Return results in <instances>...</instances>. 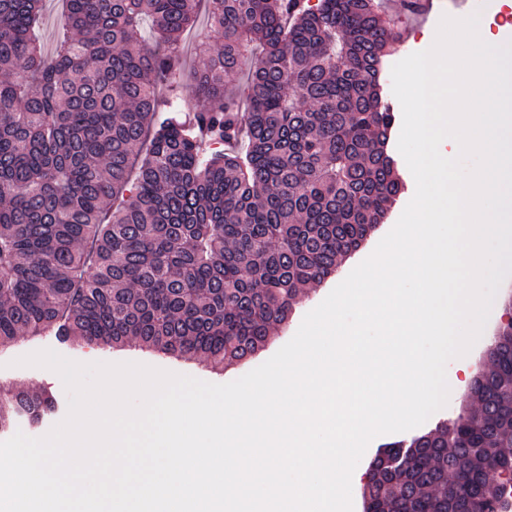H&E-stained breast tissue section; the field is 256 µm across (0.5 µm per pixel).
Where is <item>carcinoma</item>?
<instances>
[{"label": "carcinoma", "mask_w": 512, "mask_h": 512, "mask_svg": "<svg viewBox=\"0 0 512 512\" xmlns=\"http://www.w3.org/2000/svg\"><path fill=\"white\" fill-rule=\"evenodd\" d=\"M65 2L47 56L42 0H0V346L53 331L215 369L251 358L402 191L379 80L394 26L377 0H208L221 46L166 107L203 0ZM487 360L467 412L371 463L364 512H503L512 322ZM55 411L0 391V433Z\"/></svg>", "instance_id": "obj_1"}]
</instances>
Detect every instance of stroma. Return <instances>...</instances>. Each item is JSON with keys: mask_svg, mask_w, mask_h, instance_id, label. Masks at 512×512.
Wrapping results in <instances>:
<instances>
[{"mask_svg": "<svg viewBox=\"0 0 512 512\" xmlns=\"http://www.w3.org/2000/svg\"><path fill=\"white\" fill-rule=\"evenodd\" d=\"M384 8L390 15L398 17L400 21L401 39L388 58L389 63L392 64L399 62L411 53L429 49L430 43L428 40L421 38V31L436 29L443 16L454 17L462 11L458 0H431L429 11L419 15L408 12L402 0H384ZM397 175L404 183V191L392 205L385 223L376 229L359 250L342 261L333 276L324 283L306 290L288 322L278 327L273 333L268 346L250 360L226 366L224 371L220 372L211 369L206 362L198 359L174 358L160 352L147 351L134 345L121 349H110L89 346L81 342L63 344L56 339L54 334L48 333L37 337L23 336L9 345L0 347V382L24 384L47 392L58 401L60 406H67V393L60 377L55 372L40 367L20 366L16 363L17 358L43 349L54 350L68 359L81 363L134 362L188 375L214 384L227 383L245 375L267 361L286 344L297 332L304 316L319 305L355 266L367 258L378 242L393 228L404 208L412 199L416 189L415 180L405 160H398ZM485 350V345L476 344L473 345L467 355L449 362L448 374L451 381L448 403L443 409L432 415L427 422L409 431L378 436L369 444L352 476L353 512H363L361 490L364 476L369 462L381 447L393 442L411 440L415 436L433 430L441 422L457 417L462 410L463 400L471 383L470 378L464 376L462 369L468 366L477 371L481 370Z\"/></svg>", "mask_w": 512, "mask_h": 512, "instance_id": "stroma-1", "label": "stroma"}]
</instances>
